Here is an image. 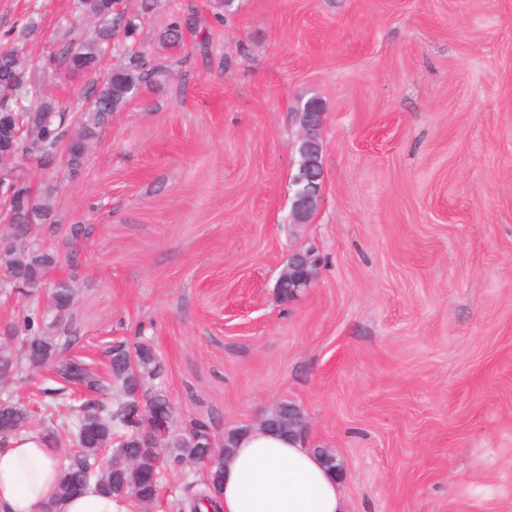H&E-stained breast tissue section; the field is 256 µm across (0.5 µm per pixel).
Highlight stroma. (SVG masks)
<instances>
[{
    "label": "stroma",
    "instance_id": "35a3bbf8",
    "mask_svg": "<svg viewBox=\"0 0 512 512\" xmlns=\"http://www.w3.org/2000/svg\"><path fill=\"white\" fill-rule=\"evenodd\" d=\"M160 71L81 167L33 163L84 234L78 353L149 340L179 420L215 437L299 406L307 445L343 463L348 512H512V0H125ZM33 32H26L30 18ZM180 23L183 44L166 34ZM93 24L76 0H0V45L72 108L90 90L49 62ZM325 105L315 217L289 220L297 106ZM313 288L283 303L289 256ZM50 371L0 382L73 451ZM200 467L164 469L134 512H185ZM313 262H319V259L314 254ZM311 262V260L307 259L303 252L295 253L289 260L288 266L284 270V275L295 284V288L301 289L303 292H307L310 288H312L318 276V265L316 266ZM298 263V266L296 264ZM296 269L302 270V275L298 276L294 273Z\"/></svg>",
    "mask_w": 512,
    "mask_h": 512
}]
</instances>
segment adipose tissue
<instances>
[{"label": "adipose tissue", "mask_w": 512, "mask_h": 512, "mask_svg": "<svg viewBox=\"0 0 512 512\" xmlns=\"http://www.w3.org/2000/svg\"><path fill=\"white\" fill-rule=\"evenodd\" d=\"M219 512H347L343 482L303 443L254 428L223 459ZM59 458L41 432L27 431L0 446V512H130L127 501L96 483L57 499Z\"/></svg>", "instance_id": "adipose-tissue-1"}]
</instances>
